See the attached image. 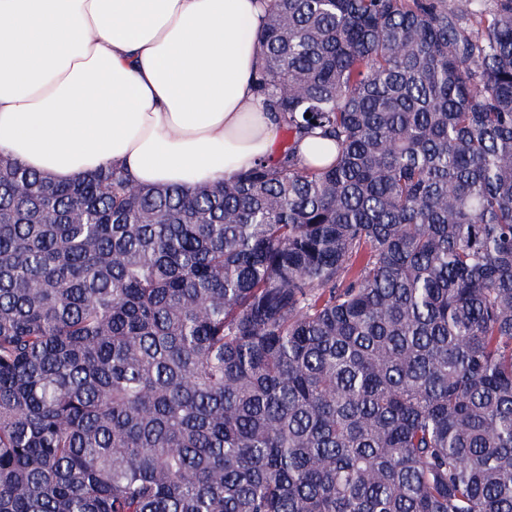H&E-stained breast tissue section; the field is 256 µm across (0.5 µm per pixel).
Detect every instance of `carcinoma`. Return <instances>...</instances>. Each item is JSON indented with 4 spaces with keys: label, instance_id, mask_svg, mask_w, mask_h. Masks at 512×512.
<instances>
[{
    "label": "carcinoma",
    "instance_id": "carcinoma-1",
    "mask_svg": "<svg viewBox=\"0 0 512 512\" xmlns=\"http://www.w3.org/2000/svg\"><path fill=\"white\" fill-rule=\"evenodd\" d=\"M265 3L276 160L0 155V512H512V0ZM319 151L316 153L315 148ZM298 156L306 163L323 165L330 163L336 155V143L332 140L308 136L296 146Z\"/></svg>",
    "mask_w": 512,
    "mask_h": 512
}]
</instances>
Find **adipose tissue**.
Returning <instances> with one entry per match:
<instances>
[{
	"instance_id": "adipose-tissue-1",
	"label": "adipose tissue",
	"mask_w": 512,
	"mask_h": 512,
	"mask_svg": "<svg viewBox=\"0 0 512 512\" xmlns=\"http://www.w3.org/2000/svg\"><path fill=\"white\" fill-rule=\"evenodd\" d=\"M264 0H0V154L58 182L211 185L271 157Z\"/></svg>"
}]
</instances>
